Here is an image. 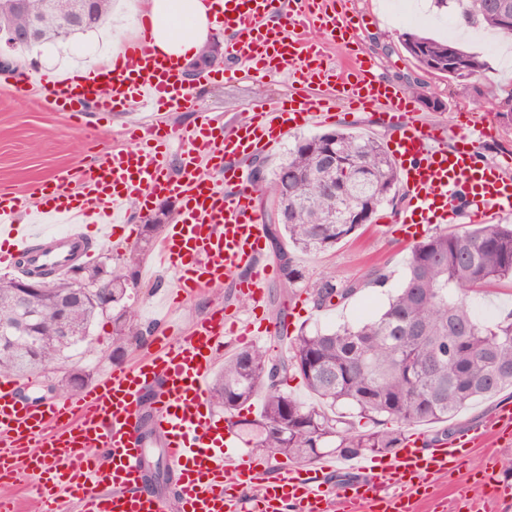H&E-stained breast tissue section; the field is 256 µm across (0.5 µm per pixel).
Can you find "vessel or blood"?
<instances>
[{
    "instance_id": "1",
    "label": "vessel or blood",
    "mask_w": 512,
    "mask_h": 512,
    "mask_svg": "<svg viewBox=\"0 0 512 512\" xmlns=\"http://www.w3.org/2000/svg\"><path fill=\"white\" fill-rule=\"evenodd\" d=\"M224 18L225 57L245 71L267 76L287 68L296 95L288 103L250 105L231 127L202 116L192 128L145 124L128 132L130 147L102 151L92 165L60 171L26 191L0 190V266L28 260L37 268L64 269L91 257L90 233L111 235L128 220L127 201L149 209L160 197L180 203L159 248L160 262L178 274L183 293L232 284L256 309L266 302L274 267L260 256L266 230L249 183L235 160L271 149L289 131L335 119L338 104L371 110L396 137L390 154L410 199L396 225L416 229L460 217L485 224L512 213V174L486 162L468 134L423 122L412 99L378 79L373 62L351 49L352 17L336 0H205ZM125 45L105 78L89 74L47 80V102L56 111L83 118L89 112H119L129 103L178 112L194 102L193 89L177 63L150 48L151 26ZM345 46L342 63L328 64V44ZM278 66H271V59ZM183 145L179 174L169 172L166 146ZM224 177L201 178V166ZM49 224L68 225L48 236ZM44 248H33L37 239ZM263 328L219 308L186 335L157 336L151 352L131 366L112 368L74 397L39 403L20 399L13 379L0 378V479L31 477L30 497L41 512H63L68 501L80 512H332V497L318 480L287 471L268 477L256 464L225 453L224 422L206 404L210 373L233 336L251 345ZM151 414L163 455L177 480L172 493L146 489L148 449L140 436ZM512 430V409L496 412L488 427L426 447L411 433L396 457L382 466L354 460L361 478L343 492L346 512H413L412 495L430 493V475L461 465L487 429ZM396 488H387L391 477Z\"/></svg>"
}]
</instances>
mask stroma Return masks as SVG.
<instances>
[{"instance_id":"1","label":"stroma","mask_w":512,"mask_h":512,"mask_svg":"<svg viewBox=\"0 0 512 512\" xmlns=\"http://www.w3.org/2000/svg\"><path fill=\"white\" fill-rule=\"evenodd\" d=\"M348 14L359 17L361 25L354 32V41L374 62V72L386 82L404 86L407 76L416 75L412 59L398 47L403 32L422 33L443 39L447 32L442 24L456 5L448 8L421 7L415 21L400 24L389 9L386 0H347ZM141 13L122 9L103 29L78 39L57 44H46L21 56L8 67H0V187H21L36 181L51 179L58 171L93 163L100 149L122 147L126 141L121 133L127 128L155 120L159 123H177L193 126L199 112L209 113L218 121L234 123L243 120L249 105L260 101H281L290 95V77L287 73L253 77L227 72L226 60H219L224 69L223 79L198 87L194 107L181 112H146L135 110L127 115L121 112L88 113L86 126H78L68 113L51 109L41 93L42 80L52 68L71 65L90 66L102 49L121 46L135 39L140 30ZM457 40L468 51L480 54L486 64L483 77L473 84H462L445 78L431 79L430 84L446 105L444 111L434 112L420 108L422 118L435 125H454L464 128L481 124L492 129L493 139L483 143L485 158L493 163L512 157V125L497 116L500 101L512 92V64H506L505 47L495 53L484 52L485 41L494 35L484 28L472 27L458 31ZM407 197H400L397 205L378 208L373 221L358 236L340 243L330 252L318 256H299L298 263L307 279L331 276L337 282L363 281L364 286L350 300L332 308H307L296 317H288V333L299 330L329 329L342 323L356 324L379 314L388 298L398 288L409 254L410 240L391 231L390 218L405 212ZM374 268L388 277L385 286L365 284L364 278ZM138 286L131 303L147 334L145 340L130 345L122 359L112 357V321L104 316L92 328L93 343L89 351L76 355L77 365L91 372V382H98L116 364H134L152 348L150 339L160 330L176 337L189 330L200 318L223 306L237 311L241 317L251 315L246 300L233 286L203 288L185 297H178L177 276L161 265L157 254H149L136 268ZM512 407V391L481 398L450 421L420 425L429 443L450 438L468 428L488 424L501 407ZM233 455H245L265 466L268 475L291 469L305 477H320L334 496H341L343 488L353 477L343 471L320 473L318 462L295 461L282 455L267 456L245 446L243 435L233 437ZM512 458V445H506L497 435L490 434L484 443L467 454L464 466L433 475L429 483L432 497L415 501L416 512H457L458 493L467 491L477 501L480 512H512V496L489 499L476 485L474 474L487 463H494L498 479L512 485V469L507 461Z\"/></svg>"}]
</instances>
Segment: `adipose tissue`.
I'll return each instance as SVG.
<instances>
[{
	"label": "adipose tissue",
	"instance_id": "adipose-tissue-1",
	"mask_svg": "<svg viewBox=\"0 0 512 512\" xmlns=\"http://www.w3.org/2000/svg\"><path fill=\"white\" fill-rule=\"evenodd\" d=\"M153 32V47L179 66L196 60L217 24L204 0H140Z\"/></svg>",
	"mask_w": 512,
	"mask_h": 512
}]
</instances>
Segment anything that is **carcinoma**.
<instances>
[{"label":"carcinoma","instance_id":"1","mask_svg":"<svg viewBox=\"0 0 512 512\" xmlns=\"http://www.w3.org/2000/svg\"><path fill=\"white\" fill-rule=\"evenodd\" d=\"M114 4L96 0L92 23L70 25L71 0H55L54 11L46 15L43 0H27L25 14L15 12L11 0H0V24L18 27L28 16L41 14L40 44L66 42L109 23ZM459 4L462 22L512 37V0ZM400 45L428 74L467 82L485 70L479 55L452 41L405 32ZM250 184L278 217L266 229L288 288L303 280L295 253L325 252L355 234L361 225L345 223L343 210L395 203L399 176L379 139L335 129L298 138L274 171L262 170ZM168 217L164 210L157 223L143 225L141 241L112 271L100 262L83 266L87 293L67 309L80 336L64 338L56 331L55 302L72 286L68 273L23 270L24 277L49 278L51 287L30 292V307L40 319L0 346V375L25 379L36 371L59 372L51 388L70 395L90 372L64 359L90 347L88 335L98 317L112 314V357L120 358L127 344L140 341L143 328L127 305L134 287L130 267L160 236ZM505 280H512V224L436 231L410 247L402 282L379 315L289 337L284 336L285 320L279 319L278 338L289 340V352L272 358L258 344L236 352L212 380L210 400L267 456L313 461L327 452L343 459L367 452L395 454L405 434L383 428L385 422H446L472 402L512 389V312L481 320L467 302L468 293ZM359 290L357 282L340 285L331 277L306 284L318 310ZM17 291L16 278L0 277V325L14 318ZM292 377L302 380L316 402L305 403L284 389ZM258 397L259 414L241 415ZM357 418L372 428L358 429ZM145 471L149 485L172 482L156 454Z\"/></svg>","mask_w":512,"mask_h":512}]
</instances>
